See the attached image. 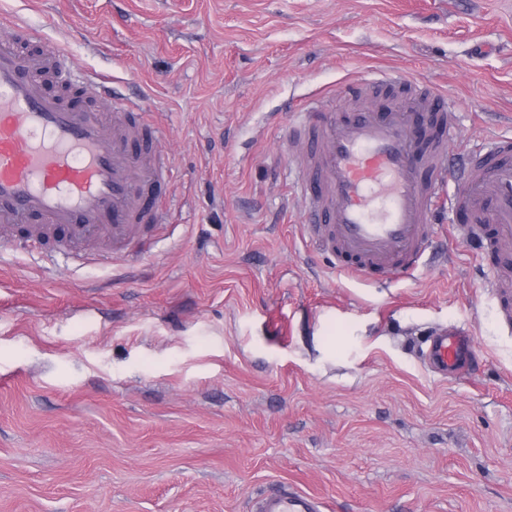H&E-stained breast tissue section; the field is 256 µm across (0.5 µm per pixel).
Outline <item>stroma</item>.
Here are the masks:
<instances>
[{
  "label": "stroma",
  "mask_w": 512,
  "mask_h": 512,
  "mask_svg": "<svg viewBox=\"0 0 512 512\" xmlns=\"http://www.w3.org/2000/svg\"><path fill=\"white\" fill-rule=\"evenodd\" d=\"M137 102L162 216L125 252L0 256V512H512V327L444 230L401 279L304 231L291 127L380 74L441 89L455 153L512 132V0H0ZM476 359L442 377L431 336ZM469 332L464 327L434 336L426 353V359L435 373L445 377L462 365L464 359L475 353ZM258 509V512H317L318 505L309 496L284 490L265 495Z\"/></svg>",
  "instance_id": "35a3bbf8"
}]
</instances>
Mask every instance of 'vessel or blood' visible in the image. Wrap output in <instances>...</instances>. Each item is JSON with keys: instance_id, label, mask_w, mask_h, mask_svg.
<instances>
[{"instance_id": "b4317fda", "label": "vessel or blood", "mask_w": 512, "mask_h": 512, "mask_svg": "<svg viewBox=\"0 0 512 512\" xmlns=\"http://www.w3.org/2000/svg\"><path fill=\"white\" fill-rule=\"evenodd\" d=\"M30 39L19 22L0 31V245L23 224L35 244L62 227L67 235L59 249L121 252L157 223L152 191L164 175L153 152L140 146L143 131L130 103L104 84L98 103L80 107L69 103L67 91H47L42 77L61 71L65 52L58 46L24 51ZM413 91L417 111L311 114L298 133L312 142L294 156L307 196L306 234L358 280L411 274L446 221L463 235L472 224L488 225V246L512 243V134L456 157L418 119L426 112L452 129L455 113L435 87L418 83ZM463 208L472 224L459 223ZM474 352L460 327L434 336L426 358L445 376ZM258 509L317 512L318 505L284 490L265 495Z\"/></svg>"}]
</instances>
